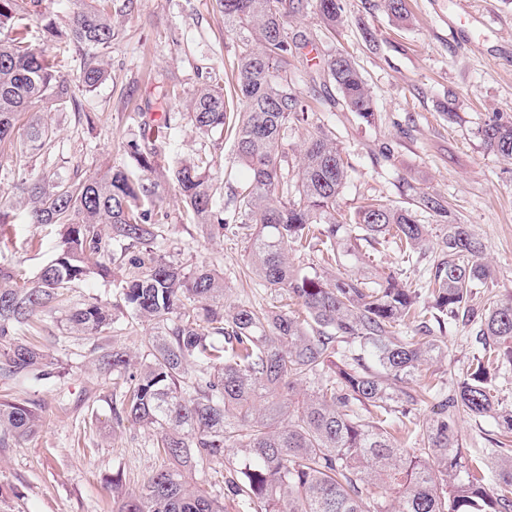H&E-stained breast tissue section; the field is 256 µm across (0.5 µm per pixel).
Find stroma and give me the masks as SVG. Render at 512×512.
I'll return each instance as SVG.
<instances>
[{
    "label": "stroma",
    "instance_id": "stroma-1",
    "mask_svg": "<svg viewBox=\"0 0 512 512\" xmlns=\"http://www.w3.org/2000/svg\"><path fill=\"white\" fill-rule=\"evenodd\" d=\"M406 4L409 21L400 24L381 0H343L346 21L335 29L305 8L290 29L305 34L313 49L289 59L287 75L312 107L310 123L333 131L352 166L340 210H355L368 198L409 208L425 193L447 200L452 218L470 225L485 246L494 288L477 289L473 303L481 306L493 296H512V163L487 150L477 133L489 117L512 121V0ZM112 15L109 76L81 96L90 121L46 110L53 142L33 157L0 151V195L13 193L24 177L83 178L106 165H125L126 142L145 132L165 154L212 157L214 208L224 210L243 175L232 137L199 133L184 105L165 102L159 88L177 84L187 98L215 74L232 87L236 36L225 30L215 0H114ZM367 28L374 41H366ZM334 52L348 55L361 71L376 104L371 117L329 107L336 89L324 80L321 65ZM160 212L166 260L188 272L207 265L223 273L228 302L254 308L287 303V296L247 278L237 224L202 230L172 189ZM420 219L432 237L414 265L379 240L364 247L361 260L348 261V271L399 274L425 285L439 253L441 223L425 212ZM57 238L56 225L18 222L0 239V263L34 278ZM123 274L118 268L109 279L88 275L72 286L70 305L93 298L119 304ZM35 325L39 334L26 331L20 339H38L53 360L50 376L37 388L11 392L37 405L43 425L20 446L0 448V512H112L106 479L120 473L124 487L134 491L160 461L151 430L113 423L114 378L98 370L94 358L102 345L142 352L152 328L123 316L112 331L75 335L61 308L41 313ZM442 339L447 349L429 371L447 387L465 373L479 343L460 321L446 324Z\"/></svg>",
    "mask_w": 512,
    "mask_h": 512
}]
</instances>
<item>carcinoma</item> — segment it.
<instances>
[{"mask_svg": "<svg viewBox=\"0 0 512 512\" xmlns=\"http://www.w3.org/2000/svg\"><path fill=\"white\" fill-rule=\"evenodd\" d=\"M42 0H0V149L37 155L52 128L36 107L82 111L75 86L61 73L63 60L32 47L22 12ZM66 31L42 16L38 39L63 42L86 58L77 78L90 91L108 77L99 59L112 47V0H71ZM224 27L238 38L234 94L224 81L209 83L186 101L193 125L206 134L234 124L235 154L245 176L235 191L232 219L246 231L248 271L259 285L297 301L290 311L274 304L255 309L224 304V276L206 265L192 272L155 249L160 225L149 208L161 201L150 177L168 167L170 180L199 223L224 227L212 206L211 160L165 158L141 135L126 144L129 168L109 167L84 179L43 176L15 186L29 207L26 223L57 224L60 238L33 280L0 265V377L18 386L48 379L47 355L16 336L34 315L57 308L71 286L94 272L119 282L128 316L153 324L143 364L99 348L96 362L122 380L112 398L117 425L154 432L163 464L136 491L107 481L113 512H224V500L197 485L200 462L224 467V451L242 457L225 477L252 512H512V450L479 448L468 459L459 448L456 418L488 417L512 433V408L495 401L493 381L512 364V297L470 307L473 290L491 288L483 244L469 225L449 219L448 204L422 194L419 208L443 223L431 288L403 279L347 273L364 244L389 236L407 261L419 256L429 229L413 209L371 200L350 213L338 199L350 165L332 132L309 133L296 180L282 167L288 127L308 124L309 105L283 74L288 57L309 46L288 32L304 0H216ZM331 28L344 23L342 0H313ZM324 77L336 87L334 104L362 117L374 100L355 63L341 52L328 57ZM24 136L14 139L20 114ZM478 134L486 147L512 163V122L497 116ZM14 200L0 198V235L15 223ZM313 251L324 274L292 265L289 253ZM476 327L481 344L452 388L421 386L427 366L444 353L434 327L459 319ZM116 316L98 298L68 310L78 335L112 329ZM412 323L410 333L400 328ZM439 400L440 411L415 432L418 447H404L393 432L406 426L411 407ZM36 404L0 397V447L31 438L40 427Z\"/></svg>", "mask_w": 512, "mask_h": 512, "instance_id": "cac0c4a2", "label": "carcinoma"}]
</instances>
